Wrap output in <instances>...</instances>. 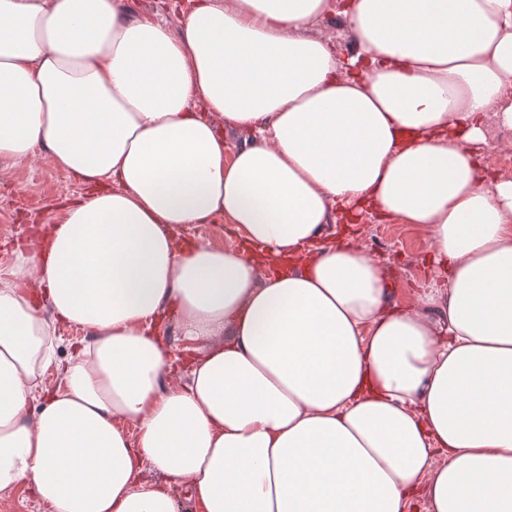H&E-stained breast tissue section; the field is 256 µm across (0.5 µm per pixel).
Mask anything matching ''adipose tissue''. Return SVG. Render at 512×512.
<instances>
[{
  "instance_id": "obj_1",
  "label": "adipose tissue",
  "mask_w": 512,
  "mask_h": 512,
  "mask_svg": "<svg viewBox=\"0 0 512 512\" xmlns=\"http://www.w3.org/2000/svg\"><path fill=\"white\" fill-rule=\"evenodd\" d=\"M333 15L349 52L309 33ZM180 22L0 0V157L85 189L0 279V492L512 512V179L474 150L486 115L512 129V0H186ZM355 209L424 225L442 286L394 301L331 231ZM219 223L235 243L180 241Z\"/></svg>"
}]
</instances>
